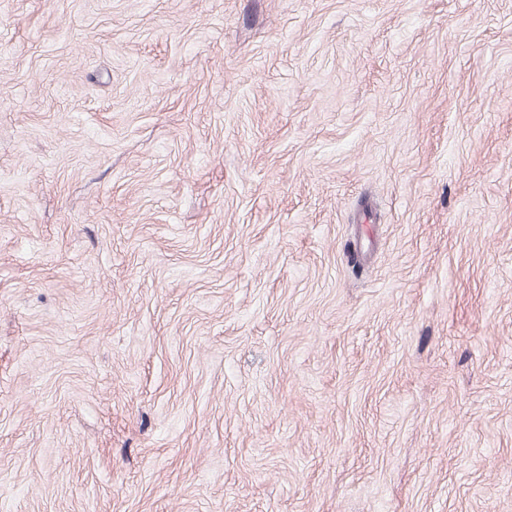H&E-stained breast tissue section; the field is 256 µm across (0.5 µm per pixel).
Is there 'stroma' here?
I'll return each instance as SVG.
<instances>
[{
	"mask_svg": "<svg viewBox=\"0 0 512 512\" xmlns=\"http://www.w3.org/2000/svg\"><path fill=\"white\" fill-rule=\"evenodd\" d=\"M0 512H512V0H0Z\"/></svg>",
	"mask_w": 512,
	"mask_h": 512,
	"instance_id": "obj_1",
	"label": "stroma"
}]
</instances>
